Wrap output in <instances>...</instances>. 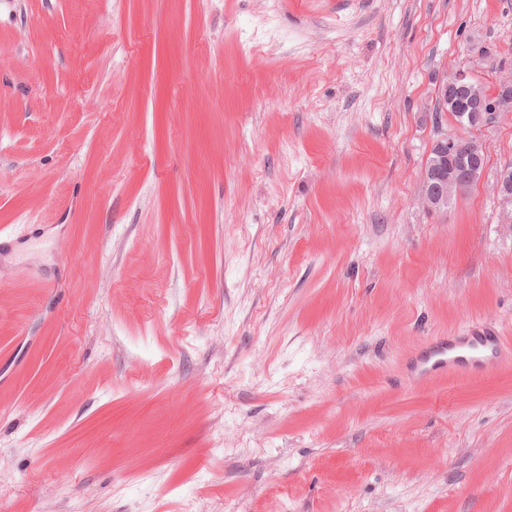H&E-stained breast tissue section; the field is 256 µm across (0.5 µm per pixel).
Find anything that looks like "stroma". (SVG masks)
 I'll use <instances>...</instances> for the list:
<instances>
[{
  "mask_svg": "<svg viewBox=\"0 0 512 512\" xmlns=\"http://www.w3.org/2000/svg\"><path fill=\"white\" fill-rule=\"evenodd\" d=\"M512 0H0V512H512L487 166L435 211L439 83ZM465 335L444 336L428 345L416 360L414 377L424 381L510 361L511 350L505 347L502 336L480 325L469 326Z\"/></svg>",
  "mask_w": 512,
  "mask_h": 512,
  "instance_id": "stroma-1",
  "label": "stroma"
}]
</instances>
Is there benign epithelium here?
Returning a JSON list of instances; mask_svg holds the SVG:
<instances>
[{
  "label": "benign epithelium",
  "mask_w": 512,
  "mask_h": 512,
  "mask_svg": "<svg viewBox=\"0 0 512 512\" xmlns=\"http://www.w3.org/2000/svg\"><path fill=\"white\" fill-rule=\"evenodd\" d=\"M466 89L477 101L478 106L486 110V116L495 119L497 113L508 109L512 102V77L499 80L494 92L481 93L474 89V79L465 71L453 75L452 83L442 82L437 88L436 100L440 101L448 96V88ZM439 161L455 160L449 169L439 166L435 168L429 178L422 179L420 197L422 202L430 209L439 210L448 206V181L462 186L472 184L478 174L484 172L487 162V151L483 142L473 141L469 134L448 136L437 133L434 139ZM496 192L501 207V223H512V168H502L497 177Z\"/></svg>",
  "instance_id": "7a95c632"
}]
</instances>
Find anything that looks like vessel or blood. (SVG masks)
Returning a JSON list of instances; mask_svg holds the SVG:
<instances>
[{
	"mask_svg": "<svg viewBox=\"0 0 512 512\" xmlns=\"http://www.w3.org/2000/svg\"><path fill=\"white\" fill-rule=\"evenodd\" d=\"M509 360L512 351L506 348L502 336L472 325L465 335L445 336L428 345L416 360L414 376L430 380L462 374L474 367H498Z\"/></svg>",
	"mask_w": 512,
	"mask_h": 512,
	"instance_id": "vessel-or-blood-1",
	"label": "vessel or blood"
}]
</instances>
